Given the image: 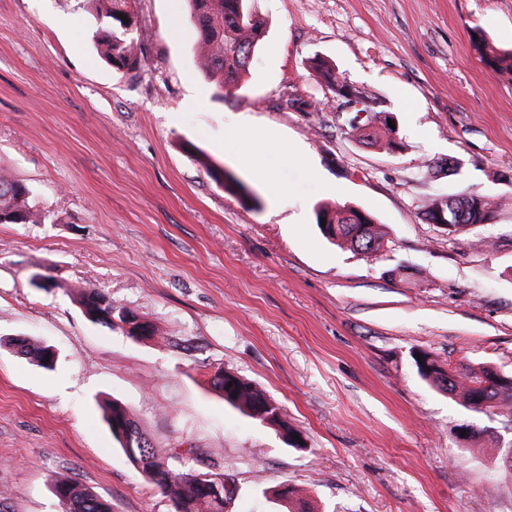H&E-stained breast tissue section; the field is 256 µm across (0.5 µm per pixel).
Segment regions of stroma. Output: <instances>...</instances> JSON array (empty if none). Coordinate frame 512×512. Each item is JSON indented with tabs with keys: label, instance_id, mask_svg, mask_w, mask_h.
I'll use <instances>...</instances> for the list:
<instances>
[{
	"label": "stroma",
	"instance_id": "obj_1",
	"mask_svg": "<svg viewBox=\"0 0 512 512\" xmlns=\"http://www.w3.org/2000/svg\"><path fill=\"white\" fill-rule=\"evenodd\" d=\"M264 37L237 86L197 61L186 0H136L144 60L99 58L92 0H0V171L44 215L0 224V512H64L68 477L112 512H174L103 420L131 409L161 451L195 448L224 475V512H288L285 484L321 512H512L500 428L423 381L415 357L512 373V80L481 62L480 28L512 50V0H249ZM330 60L393 113L401 150L353 139L310 68ZM252 138L255 166L232 134ZM257 197L245 204L209 174ZM500 206L469 249L425 200L464 190ZM383 224L382 250L329 243L315 209ZM90 287L151 321L141 340L92 323ZM49 345L54 369L17 352ZM252 381L300 430L225 403L209 380Z\"/></svg>",
	"mask_w": 512,
	"mask_h": 512
}]
</instances>
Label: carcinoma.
Wrapping results in <instances>:
<instances>
[{"label":"carcinoma","instance_id":"carcinoma-1","mask_svg":"<svg viewBox=\"0 0 512 512\" xmlns=\"http://www.w3.org/2000/svg\"><path fill=\"white\" fill-rule=\"evenodd\" d=\"M101 17L108 19L109 26L101 28L98 44L106 60L117 69L134 70L139 67L141 42L123 28L120 16L134 10L132 0H97ZM190 21L197 34L196 48L204 53L202 70L219 89L236 85L247 72L250 56L254 54L261 37L263 23L250 12L248 0H188ZM481 60L494 71L512 72V52L488 53L482 43H477ZM316 69L328 90L338 99L353 96L363 105L365 122L351 126L353 137L365 145H378L395 152L401 148L392 136V129L385 123L382 112L369 109L371 95L348 84L336 68L324 61ZM209 174L224 188L237 192L252 203L243 184L222 170H209ZM31 190L23 183L0 174V224H27L41 219V214L30 203ZM451 205L467 215V220L456 225L454 236L461 237L470 247L487 246L476 230L494 218L497 202L494 198L477 192H463L446 197L440 204L431 199L424 205L425 220L439 209ZM316 217L325 219L321 231L331 243L362 254L371 255L384 248L386 232L369 212L352 205L334 208L320 206ZM80 304L89 319L109 329H120L133 312L94 288H86L79 296ZM20 352L32 356L44 369H53L51 350L19 340ZM416 362L420 377L438 391L457 399L467 410L485 416H499L512 422V374L499 371L491 365L459 370L438 358L421 354ZM212 384L224 397V401L248 417L278 427L288 445L302 447L296 440L298 431L288 425L280 414V408L251 382L239 375L220 370L212 378ZM108 425L119 424L130 439L132 447H125L118 435L113 438L132 466L143 479L157 487L169 498L175 512H224V495L216 493L207 483L196 478L197 458L190 454L172 453L161 457L129 408L120 401H113L106 414ZM54 493L70 503V512H112L111 505L71 478L54 483Z\"/></svg>","mask_w":512,"mask_h":512}]
</instances>
